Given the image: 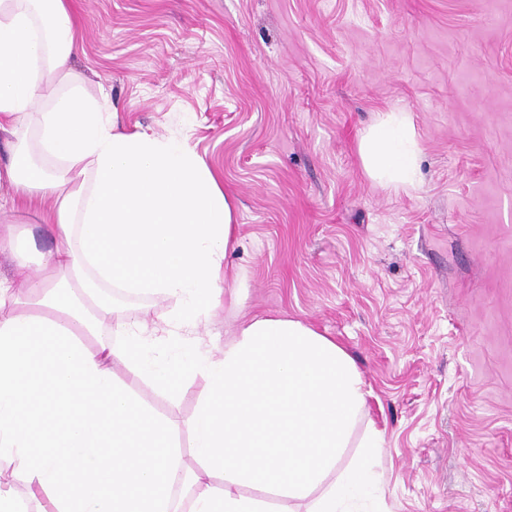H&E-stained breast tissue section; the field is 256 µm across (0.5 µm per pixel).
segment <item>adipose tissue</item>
<instances>
[{
	"mask_svg": "<svg viewBox=\"0 0 512 512\" xmlns=\"http://www.w3.org/2000/svg\"><path fill=\"white\" fill-rule=\"evenodd\" d=\"M77 27L69 0H0V133L14 139L0 211L54 199L41 216L54 247L39 261L20 223L0 222L11 260L0 277V512H358L380 484L384 440L365 422L353 358L285 317L208 345L200 329L224 293L230 200L184 139L122 131L105 103L81 96ZM31 116L37 160L19 138ZM359 155L378 185L418 189L407 113L380 115ZM77 285L174 305L150 323L119 319L95 351L85 339L112 302L89 312ZM147 389L193 396L192 416L157 411Z\"/></svg>",
	"mask_w": 512,
	"mask_h": 512,
	"instance_id": "1",
	"label": "adipose tissue"
}]
</instances>
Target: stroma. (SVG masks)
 Listing matches in <instances>:
<instances>
[{
    "mask_svg": "<svg viewBox=\"0 0 512 512\" xmlns=\"http://www.w3.org/2000/svg\"><path fill=\"white\" fill-rule=\"evenodd\" d=\"M71 2L86 96L186 139L233 204L210 340L286 316L345 348L384 512H512V0ZM392 110L413 194L358 155Z\"/></svg>",
    "mask_w": 512,
    "mask_h": 512,
    "instance_id": "obj_1",
    "label": "stroma"
}]
</instances>
